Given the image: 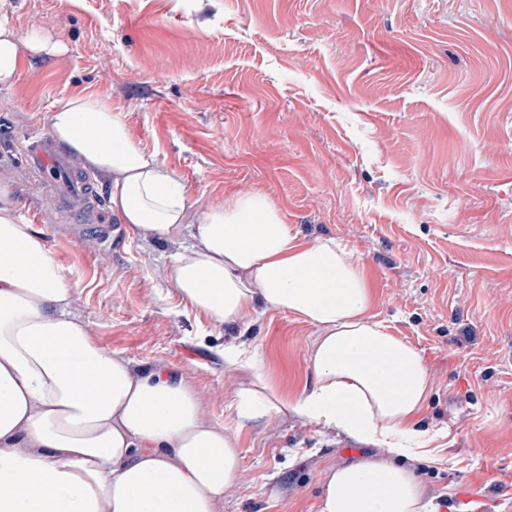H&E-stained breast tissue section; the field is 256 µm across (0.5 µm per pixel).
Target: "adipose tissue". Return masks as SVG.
Masks as SVG:
<instances>
[{
    "instance_id": "1",
    "label": "adipose tissue",
    "mask_w": 512,
    "mask_h": 512,
    "mask_svg": "<svg viewBox=\"0 0 512 512\" xmlns=\"http://www.w3.org/2000/svg\"><path fill=\"white\" fill-rule=\"evenodd\" d=\"M9 9L0 0V88L16 82L21 51L62 50L44 29L19 38ZM48 121L68 151L111 174L122 223L158 238L181 228V183L111 103L73 94ZM167 269L184 300L225 324L275 310L315 327L311 390L288 396L257 371L234 407L242 421L290 413L374 446L326 470L318 512H436L405 466L430 454L420 427L430 374L372 315L364 263L334 240H306L254 190L210 207ZM70 305L63 267L0 181V512H215L241 470L235 437L181 376L135 370L98 346Z\"/></svg>"
}]
</instances>
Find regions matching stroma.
Wrapping results in <instances>:
<instances>
[{
	"mask_svg": "<svg viewBox=\"0 0 512 512\" xmlns=\"http://www.w3.org/2000/svg\"><path fill=\"white\" fill-rule=\"evenodd\" d=\"M22 55L0 89V141L48 128L92 93L182 183L188 221L267 192L307 240L362 261L374 313L422 355V426L437 458L412 466L439 512H512V0H10ZM0 181L63 266L71 311L135 369L181 375L236 437L239 479L216 512H318L324 472L367 445L293 414L239 422L227 367L241 341L283 391L311 388L314 328L267 311L238 327L191 307L167 275L189 229L105 248L71 238L14 155ZM24 47L32 56L51 57L62 51V46L55 41L50 31L34 29L24 39Z\"/></svg>",
	"mask_w": 512,
	"mask_h": 512,
	"instance_id": "stroma-1",
	"label": "stroma"
}]
</instances>
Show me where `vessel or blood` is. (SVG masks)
Instances as JSON below:
<instances>
[{
	"instance_id": "1",
	"label": "vessel or blood",
	"mask_w": 512,
	"mask_h": 512,
	"mask_svg": "<svg viewBox=\"0 0 512 512\" xmlns=\"http://www.w3.org/2000/svg\"><path fill=\"white\" fill-rule=\"evenodd\" d=\"M0 147L20 150L34 183L41 192L56 194L76 233L94 230L102 238L111 239L113 227L102 221L106 209L97 200L93 174L61 152L52 139L30 130L18 143L7 142Z\"/></svg>"
}]
</instances>
